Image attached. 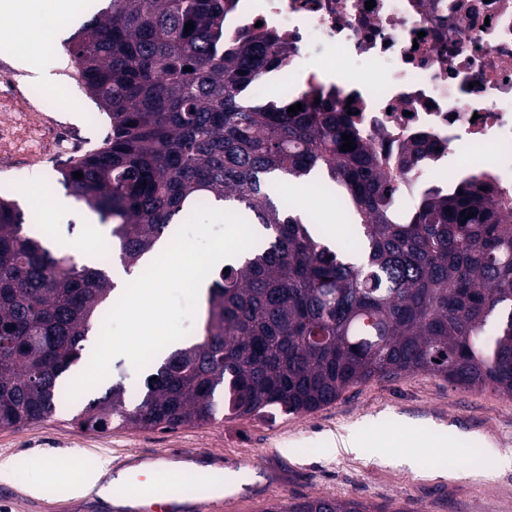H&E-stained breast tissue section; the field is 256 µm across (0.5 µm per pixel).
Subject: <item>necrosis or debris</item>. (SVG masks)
I'll return each instance as SVG.
<instances>
[{"label":"necrosis or debris","instance_id":"1","mask_svg":"<svg viewBox=\"0 0 512 512\" xmlns=\"http://www.w3.org/2000/svg\"><path fill=\"white\" fill-rule=\"evenodd\" d=\"M237 0L232 33L273 32L283 60L247 91L288 84L320 99L380 159L416 158L394 184L400 205L467 170L512 207V0Z\"/></svg>","mask_w":512,"mask_h":512}]
</instances>
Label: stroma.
Here are the masks:
<instances>
[{"label": "stroma", "mask_w": 512, "mask_h": 512, "mask_svg": "<svg viewBox=\"0 0 512 512\" xmlns=\"http://www.w3.org/2000/svg\"><path fill=\"white\" fill-rule=\"evenodd\" d=\"M108 0H79L74 17L56 35L29 37L41 56L57 60L53 82L35 81L16 62V42L0 43V193L35 212V224L51 245H94L93 213L69 199L60 182L62 162L101 144L109 123L78 83L63 48L65 40ZM274 195L296 194L316 217L328 242L345 239L346 218L335 192L315 182L279 181ZM121 373H109L83 398L67 400L56 414L21 427L0 428V459H11L16 481H0V512H28L25 482L48 481L38 500L69 503L71 512H114L112 502L71 486L102 460L124 470L135 453L194 451V468L223 476L225 494L237 495L232 512H263L308 497L354 500L385 512H512V467L498 468L486 444L512 448V398L491 391L452 388L442 378L418 373L372 379L349 388L336 402L307 414L279 409L256 416L217 417L202 427L174 430L126 428L94 431L73 418L86 400L123 382L134 405L146 377L125 357ZM359 435L365 448L345 449Z\"/></svg>", "instance_id": "obj_1"}]
</instances>
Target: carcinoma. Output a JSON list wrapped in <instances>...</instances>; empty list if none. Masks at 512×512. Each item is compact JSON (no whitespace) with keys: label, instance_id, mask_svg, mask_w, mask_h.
Here are the masks:
<instances>
[{"label":"carcinoma","instance_id":"1","mask_svg":"<svg viewBox=\"0 0 512 512\" xmlns=\"http://www.w3.org/2000/svg\"><path fill=\"white\" fill-rule=\"evenodd\" d=\"M233 2L109 0L67 43L111 133L60 169L62 184L107 227L117 278L200 201L224 203L258 237L211 281L200 341L152 365L133 407L116 382L74 421L198 427L216 419L219 393L227 418L269 407L297 415L373 377L418 372L512 397V219L493 190H474L475 174L395 210L392 176L339 113L307 105L292 114L243 96L282 50L267 31L226 32ZM344 133L354 150H340ZM276 177H319L339 191L357 251L330 247L273 198ZM112 263L51 251L0 198V427L54 415L88 333L118 300ZM264 512L370 510L313 497Z\"/></svg>","mask_w":512,"mask_h":512}]
</instances>
